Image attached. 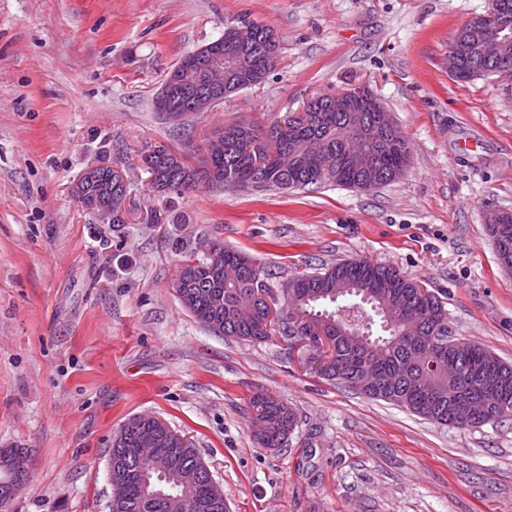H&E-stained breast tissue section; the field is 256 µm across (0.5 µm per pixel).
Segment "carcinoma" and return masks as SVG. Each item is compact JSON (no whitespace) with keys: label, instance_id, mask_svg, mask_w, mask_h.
<instances>
[{"label":"carcinoma","instance_id":"1","mask_svg":"<svg viewBox=\"0 0 512 512\" xmlns=\"http://www.w3.org/2000/svg\"><path fill=\"white\" fill-rule=\"evenodd\" d=\"M254 40L258 49L250 54L246 84L254 87L267 78L270 62L265 44L271 28L255 24ZM451 42L466 47L461 67L454 79L467 82L492 76L498 61L480 52L479 33L473 25L458 28ZM277 120L260 128L246 123L239 137L250 144L224 148L221 155H199L192 145L181 149L159 146L141 155L143 167L154 190L159 180L170 185V192L182 194L186 175L197 167L202 174L216 171L218 179L209 180L213 188L254 191L298 190L309 185L334 182L352 188L361 173L349 168L336 169L325 162L342 156L348 123L342 112H313L297 119L288 140L274 133ZM395 139L401 149L378 156L379 172L389 184L399 172L407 171L410 150L401 132ZM499 263L512 259V221L489 228ZM220 267L212 260L189 255L176 278L188 274L189 291L179 298L206 328L221 336L266 342L268 338L253 322L266 319L269 310L264 297H272L270 273L261 260L217 244ZM420 282L403 275L393 266L355 259L332 263L312 273L296 272L281 284L282 305L288 316L280 324V336L286 346L318 332L335 341L336 361L345 374L332 367L321 378L359 394L403 407L441 425L466 428L452 416L454 404L466 399L482 408L472 427L512 420V365L476 342L458 339L448 328L445 302L430 292L418 295ZM373 357L387 384L360 385L359 366ZM249 421L260 420L267 426L265 438L257 439L263 448H283L298 426L294 410L284 401L263 393L249 398L245 408ZM154 430V422L134 417L125 423L112 440L108 466L125 464L137 472L126 487L123 505L110 512H189V506L206 499L210 488L208 467L194 445H172L164 438L160 452L172 454L184 467L200 472L196 485L185 491L174 474L159 477L145 461L137 458L135 448L140 435ZM22 448H0V499L10 483L25 478L14 459L25 456Z\"/></svg>","mask_w":512,"mask_h":512}]
</instances>
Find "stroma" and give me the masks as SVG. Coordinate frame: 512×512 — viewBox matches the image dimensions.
Segmentation results:
<instances>
[{
    "mask_svg": "<svg viewBox=\"0 0 512 512\" xmlns=\"http://www.w3.org/2000/svg\"><path fill=\"white\" fill-rule=\"evenodd\" d=\"M488 0H0V448L30 453L7 512H108V450L151 414L190 437L227 512H512V422L458 429L322 380L283 343L218 336L173 287L184 247L210 238L289 275L370 258L443 298L453 336L512 363V275L483 222L512 210V99L463 83L448 42ZM272 28L261 85L168 123L153 99L225 25ZM368 87L406 138L403 177L362 191L326 182L165 200L140 152L268 124L312 94ZM124 171L126 222L72 196L90 166ZM171 211L184 223L149 224ZM298 417L260 447L249 397Z\"/></svg>",
    "mask_w": 512,
    "mask_h": 512,
    "instance_id": "obj_1",
    "label": "stroma"
}]
</instances>
